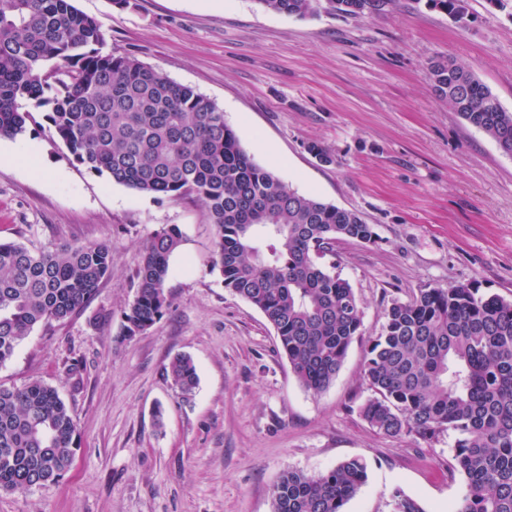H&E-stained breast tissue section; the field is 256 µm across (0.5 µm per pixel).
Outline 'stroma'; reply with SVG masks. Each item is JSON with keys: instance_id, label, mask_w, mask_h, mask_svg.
Masks as SVG:
<instances>
[{"instance_id": "1", "label": "stroma", "mask_w": 512, "mask_h": 512, "mask_svg": "<svg viewBox=\"0 0 512 512\" xmlns=\"http://www.w3.org/2000/svg\"><path fill=\"white\" fill-rule=\"evenodd\" d=\"M129 55L214 101L242 147L301 194L358 212L372 242H336L323 262L354 288L361 334L330 387L306 391L264 315L212 266L214 230L197 201L139 193L89 172L32 111L0 139V241L34 249L105 243L112 270L80 312L37 327L0 366V383L57 388L77 422L65 477L0 512H270L288 469L361 459L367 481L345 512H388L395 487L425 512H457L464 478L448 435L387 437L359 414L363 370L386 306L419 289L478 283L512 299V155L433 90L429 66L452 58L512 111V0H461L452 16L425 0H389L357 16L305 19L254 0H73ZM318 144L331 157L310 152ZM178 225L172 304L128 333L142 244ZM195 362L182 397L171 359ZM80 360V373L68 366Z\"/></svg>"}]
</instances>
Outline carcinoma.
<instances>
[{"mask_svg":"<svg viewBox=\"0 0 512 512\" xmlns=\"http://www.w3.org/2000/svg\"><path fill=\"white\" fill-rule=\"evenodd\" d=\"M254 2L301 19L320 6ZM326 3L335 14L359 15L389 0ZM103 45L101 23L72 0H0V138L25 131L31 105L89 171L138 192L197 198L214 226L212 263L224 287L265 316L299 383L325 391L362 320L350 283L319 258L338 240L373 241L374 228L255 163L211 99ZM429 73L455 112L512 154V111L487 85L451 58L432 62ZM181 242L180 228L169 225L143 243L136 296L124 311L129 333L150 329L169 309V260ZM111 269L106 244L0 243V365L34 327L81 311ZM169 374L183 396L193 394L190 357H175ZM364 379L372 396L359 414L377 433L426 443L454 435V468L466 480L457 512H512L511 299L458 283L391 300L368 340ZM77 447L75 419L55 387L0 384V493L58 482ZM366 481L358 458L321 473L291 469L272 488L271 512H344ZM387 506L424 512L398 487Z\"/></svg>","mask_w":512,"mask_h":512,"instance_id":"cac0c4a2","label":"carcinoma"}]
</instances>
